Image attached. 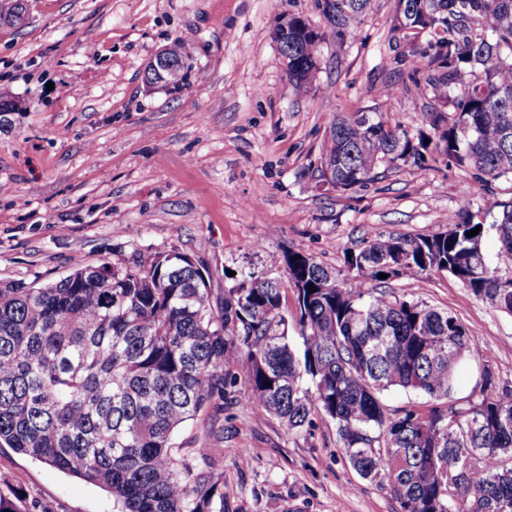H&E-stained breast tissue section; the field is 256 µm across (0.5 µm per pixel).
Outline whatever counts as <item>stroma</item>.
I'll use <instances>...</instances> for the list:
<instances>
[{
    "label": "stroma",
    "instance_id": "obj_1",
    "mask_svg": "<svg viewBox=\"0 0 512 512\" xmlns=\"http://www.w3.org/2000/svg\"><path fill=\"white\" fill-rule=\"evenodd\" d=\"M396 0L326 16L318 0H29L22 27L0 26V95L16 106L0 129V281L43 285L75 260L124 263L177 250L203 262L214 292L233 274L280 277L301 251L346 272L344 253L380 235L443 231L474 196L470 172L444 162L402 166L364 188L320 182L336 113L383 110L421 127L430 99L402 92L412 48L394 29ZM304 15L325 39L297 93L272 37ZM178 45L180 86L148 84L160 49ZM70 94H62V86ZM397 294L458 316L476 336L454 404L476 400L479 365L512 388V316L448 273H410ZM200 414L177 439L205 449L224 481V512H394L389 491L343 456L333 420L288 430L245 399L220 432ZM22 512H114L101 488L0 447V493Z\"/></svg>",
    "mask_w": 512,
    "mask_h": 512
}]
</instances>
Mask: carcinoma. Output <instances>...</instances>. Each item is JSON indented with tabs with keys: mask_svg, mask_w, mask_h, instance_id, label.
Wrapping results in <instances>:
<instances>
[{
	"mask_svg": "<svg viewBox=\"0 0 512 512\" xmlns=\"http://www.w3.org/2000/svg\"><path fill=\"white\" fill-rule=\"evenodd\" d=\"M334 2L323 0L324 14L371 5ZM395 20L429 36L409 55L403 90L438 105L423 113L430 132L413 137L377 112L338 113L320 175L348 191L382 168L424 170L429 153L472 171L477 198L512 183V0H397ZM315 37L288 16V50L317 53ZM472 207L459 203L442 232L380 236L351 251L349 280L290 251L287 280L243 273L216 297L203 264L171 250L78 260L42 286L0 283V444L105 489L118 512H224L223 480L175 434L202 411L219 419L240 393L290 430L315 411L334 420L345 458L389 490L395 512H512V388L486 369L478 402L441 404L475 336L455 315L382 288L409 271L448 272L512 316V200L479 220ZM490 230L493 266L482 252ZM290 288L300 354L288 340ZM395 387L439 405L388 414L381 395Z\"/></svg>",
	"mask_w": 512,
	"mask_h": 512,
	"instance_id": "1",
	"label": "carcinoma"
}]
</instances>
